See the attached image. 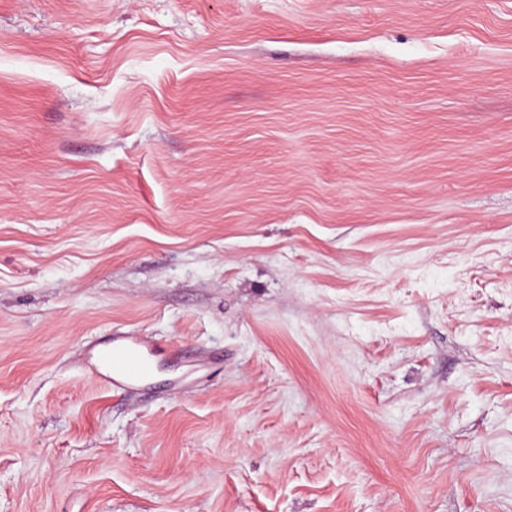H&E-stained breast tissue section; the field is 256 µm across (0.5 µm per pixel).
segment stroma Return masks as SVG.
I'll return each mask as SVG.
<instances>
[{"label": "stroma", "instance_id": "35a3bbf8", "mask_svg": "<svg viewBox=\"0 0 512 512\" xmlns=\"http://www.w3.org/2000/svg\"><path fill=\"white\" fill-rule=\"evenodd\" d=\"M0 512H512V0H0ZM102 375L117 391H126L148 380L153 372L151 350L141 336H116L112 348L97 357Z\"/></svg>", "mask_w": 512, "mask_h": 512}]
</instances>
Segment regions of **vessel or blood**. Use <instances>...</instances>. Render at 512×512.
<instances>
[{
    "label": "vessel or blood",
    "mask_w": 512,
    "mask_h": 512,
    "mask_svg": "<svg viewBox=\"0 0 512 512\" xmlns=\"http://www.w3.org/2000/svg\"><path fill=\"white\" fill-rule=\"evenodd\" d=\"M98 363L118 391L148 380L153 372L149 345L139 336L115 337L111 349L99 354Z\"/></svg>",
    "instance_id": "1"
}]
</instances>
